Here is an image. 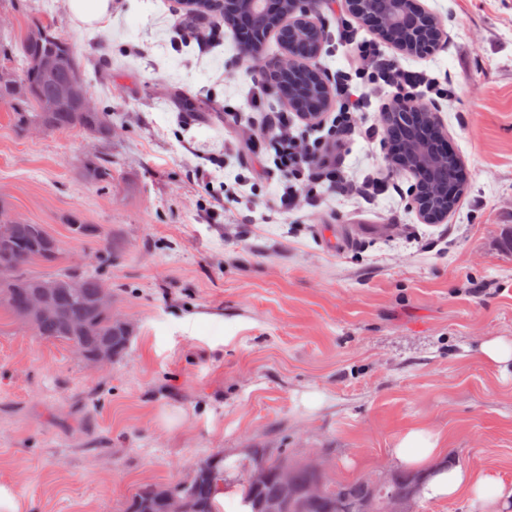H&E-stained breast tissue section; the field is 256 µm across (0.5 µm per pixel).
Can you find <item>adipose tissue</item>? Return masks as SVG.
<instances>
[{"mask_svg":"<svg viewBox=\"0 0 512 512\" xmlns=\"http://www.w3.org/2000/svg\"><path fill=\"white\" fill-rule=\"evenodd\" d=\"M399 464L421 469L441 457L437 441L420 431L408 432L394 448ZM423 493L430 499L467 498L471 512H512V484L487 469L453 466L435 473Z\"/></svg>","mask_w":512,"mask_h":512,"instance_id":"adipose-tissue-1","label":"adipose tissue"}]
</instances>
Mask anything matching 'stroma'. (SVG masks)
Segmentation results:
<instances>
[{
  "label": "stroma",
  "instance_id": "1",
  "mask_svg": "<svg viewBox=\"0 0 512 512\" xmlns=\"http://www.w3.org/2000/svg\"><path fill=\"white\" fill-rule=\"evenodd\" d=\"M446 37L406 67L447 76L429 104L469 175L442 223H423L412 177L373 204L321 192L279 214L278 176L225 205L213 184L254 163L228 153L225 106L255 73L237 38L186 41L177 0H115L112 23H75L69 0H0L18 33L53 24L112 114V139L30 135L0 106V206L59 240L61 264L99 271L129 348L103 368L0 312V484L23 512H124L147 484L258 443L322 458L333 480L397 468L411 429L464 467L512 482V370L480 353L512 340V0H420ZM197 100L205 112H187ZM112 164L89 182L85 155ZM79 215L94 235L76 239Z\"/></svg>",
  "mask_w": 512,
  "mask_h": 512
}]
</instances>
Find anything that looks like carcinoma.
Here are the masks:
<instances>
[{"label":"carcinoma","mask_w":512,"mask_h":512,"mask_svg":"<svg viewBox=\"0 0 512 512\" xmlns=\"http://www.w3.org/2000/svg\"><path fill=\"white\" fill-rule=\"evenodd\" d=\"M416 0H369L367 4L351 5V14L363 21L374 12L393 11L404 14L415 10ZM184 11L185 34L189 38L199 36V31L207 30L215 35L211 24H221L225 16L232 17L230 27L235 33L249 34L258 44H264L268 35L278 33L283 47L291 48L298 64L286 73L277 75L275 83L290 89L286 101L296 112H323L331 102V90L323 74L306 64L315 58L324 44V31L305 22H294L289 26L279 23L258 3L243 6L231 5L228 0H181ZM436 19L426 11L416 13V28L424 35L423 44L433 40ZM48 37L40 41L29 39V33L18 38V48L23 54V66L18 72L25 81L30 94L24 99H8L0 91V104L13 109L17 124L39 121L45 116L37 111L39 97L48 94L51 86L42 80L29 67L31 57L50 48L56 49L66 59H76L73 44L54 30L49 24L42 25ZM389 41L406 53H418V46L412 42L411 32L403 28L394 30ZM51 132H67L79 128L88 134L103 140L112 139V115L103 112H84L78 102L66 103L58 112L46 116ZM386 135L405 147L410 142L420 139L426 141L433 149L438 144L432 139L428 121L424 116H404L391 106L383 113ZM399 169L409 171L415 178L410 193L413 205L427 224H437L445 212L452 211L468 188V180L461 161L451 154L444 164L436 168H425L418 160L407 154L393 162ZM87 178L102 185L112 184V167L110 162L98 156L84 162ZM457 188L453 197L443 202L432 196L428 183L431 179ZM40 224H26L19 221L9 227L8 251L21 258L17 267L15 280L9 285H0V310L14 314L15 309L23 304L30 292V287L49 279L64 283L72 270L50 274H32L28 267L40 263L54 267L60 257L61 248H55L52 257H47L42 250L38 229ZM81 292L74 295L66 288L56 289L58 313L41 321L33 327L35 334L43 339L59 341L83 351H93L106 347L112 351L113 360L122 358L127 352L131 334L118 325L112 314L95 309L99 290L108 287L106 280L97 272L82 270ZM262 458L266 467V479L259 485L249 482L248 474L257 458ZM288 470L290 482L296 492V506L286 512H356L355 505L366 496H373L377 503V512H387L392 502L409 503L416 499L430 474H418L406 470H394L383 482L374 483L368 479L348 482H333L327 475L315 472L298 460L288 457L285 450L274 451L258 446L248 448L245 457L236 463L235 469L224 466V456L210 454L203 457L196 465L193 476L186 482H174L160 485H146L136 491L126 502L125 512H167L166 495L178 491L190 499L192 512H216L215 495L218 488L228 492L234 488L241 494L240 512H267L268 508L282 499L281 471ZM237 472L240 478L229 479V474ZM323 484L322 493L311 498L306 489L313 483Z\"/></svg>","instance_id":"cac0c4a2"}]
</instances>
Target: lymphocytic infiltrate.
Listing matches in <instances>:
<instances>
[{"label": "lymphocytic infiltrate", "instance_id": "lymphocytic-infiltrate-1", "mask_svg": "<svg viewBox=\"0 0 512 512\" xmlns=\"http://www.w3.org/2000/svg\"><path fill=\"white\" fill-rule=\"evenodd\" d=\"M330 2L335 7L338 38L348 45L349 57L347 69L336 75V114L327 135L313 140L295 136L293 130L301 118L297 112H279L270 120L277 136L273 164L283 186L279 208L284 212L313 204L316 187L324 182L340 195L366 201L386 191L387 165H379L360 179L345 167V153L352 137H360L370 152L389 151L381 123L367 125L362 120L375 90H390L393 101L411 105L448 97V88L439 78L404 68L385 55L377 41L358 39L347 0Z\"/></svg>", "mask_w": 512, "mask_h": 512}]
</instances>
